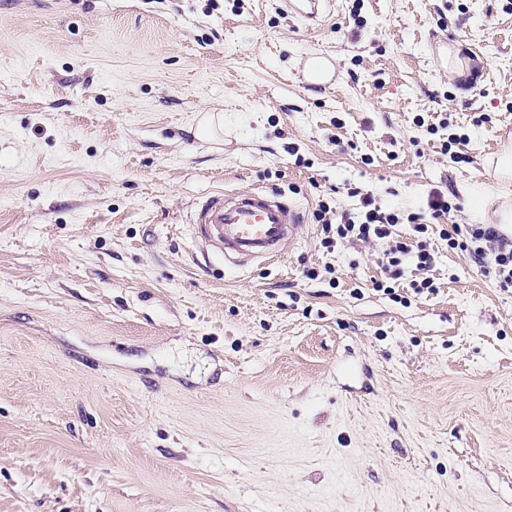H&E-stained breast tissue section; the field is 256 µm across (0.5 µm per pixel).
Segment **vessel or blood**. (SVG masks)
Masks as SVG:
<instances>
[{
  "label": "vessel or blood",
  "instance_id": "vessel-or-blood-1",
  "mask_svg": "<svg viewBox=\"0 0 512 512\" xmlns=\"http://www.w3.org/2000/svg\"><path fill=\"white\" fill-rule=\"evenodd\" d=\"M300 79L325 83L339 81L340 68L322 69L310 56ZM205 246L243 258H276L283 242L292 240L301 222L297 208L274 199L259 189L227 197L217 192L201 204L193 219Z\"/></svg>",
  "mask_w": 512,
  "mask_h": 512
}]
</instances>
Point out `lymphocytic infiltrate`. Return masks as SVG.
Here are the masks:
<instances>
[{
	"instance_id": "lymphocytic-infiltrate-1",
	"label": "lymphocytic infiltrate",
	"mask_w": 512,
	"mask_h": 512,
	"mask_svg": "<svg viewBox=\"0 0 512 512\" xmlns=\"http://www.w3.org/2000/svg\"><path fill=\"white\" fill-rule=\"evenodd\" d=\"M456 208L453 199L438 190L429 193L427 208L421 212L383 210L373 194L365 193L357 212H339L322 202L316 218L322 226L323 248H333L344 239L379 244L383 248L380 264L385 282H397L411 272L415 275L411 285L421 292L433 286L427 273L434 261L422 239L428 235L432 221L450 215ZM401 224L409 226L410 236L398 234ZM439 236L447 241L449 250L468 253L499 287L512 288V240L502 236L496 225L452 224L440 228Z\"/></svg>"
}]
</instances>
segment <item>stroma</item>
Returning <instances> with one entry per match:
<instances>
[{"label": "stroma", "instance_id": "stroma-1", "mask_svg": "<svg viewBox=\"0 0 512 512\" xmlns=\"http://www.w3.org/2000/svg\"><path fill=\"white\" fill-rule=\"evenodd\" d=\"M511 128L512 0H0V512H512V288L434 234V291L378 289L315 219L512 225ZM252 188L295 238L204 253ZM320 58H327V56L325 54H315L306 60L303 71L298 73L300 80H305L311 83H313V81L321 80L322 82L319 84L333 81L338 82L342 75L340 68L336 64V67L332 70L321 69L318 63V59ZM300 222L297 208L259 189L243 190L231 197L214 193L193 219L198 239L206 247L240 258L267 260L276 258L283 242L295 237Z\"/></svg>", "mask_w": 512, "mask_h": 512}]
</instances>
